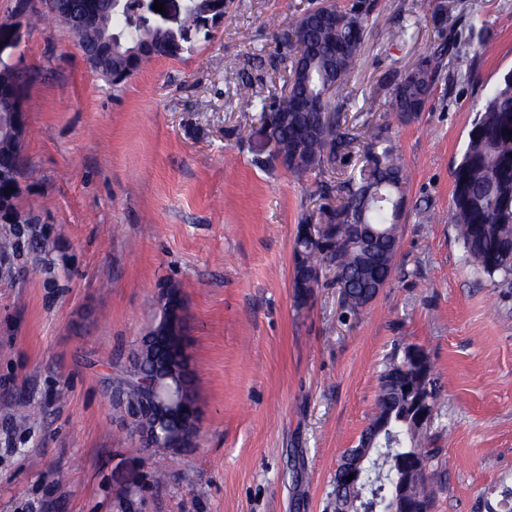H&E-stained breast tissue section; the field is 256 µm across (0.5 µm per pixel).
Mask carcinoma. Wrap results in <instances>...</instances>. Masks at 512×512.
<instances>
[{"mask_svg": "<svg viewBox=\"0 0 512 512\" xmlns=\"http://www.w3.org/2000/svg\"><path fill=\"white\" fill-rule=\"evenodd\" d=\"M71 18L34 12L65 25L85 50L91 68L120 86L158 58H181L194 48L196 37L224 17V0H189L181 29L175 33L135 16L136 0H75L65 5ZM378 0H309L291 28L279 35L285 53L279 61L289 66L288 86L272 103L259 97L250 83L239 87L247 106L259 112L269 141L265 166L276 164L306 177L346 162L358 134L343 125L341 106L327 98L323 108L314 103L329 89H338L357 63L362 37ZM486 30L473 24L466 28L450 25L447 38L422 56L404 75L386 81L390 112L398 121L410 122L424 111L432 92L448 67L446 59L459 57L462 48L483 39ZM28 74L18 65L0 61V130L14 120L15 105H23ZM389 124H378L362 145L358 170L343 182L320 181L315 195L326 200L320 208L318 241L309 243L297 234L301 256L294 258L292 284L296 298L305 302V272L315 268L336 270V284L354 314L372 298L363 291L372 281L386 285L393 273L399 246L398 215L394 202L403 198L406 177L391 139ZM13 177L0 179V208L15 212L19 180L27 171L21 148L0 140V172ZM449 220L456 225L462 248L474 268L499 285L512 286V71L485 96L476 110L461 160L453 170ZM19 234L13 227L0 232V255L18 250ZM150 357L124 371L125 413L141 404L143 391L137 375L162 377L180 356L179 337L171 333L145 335ZM374 412L361 438L380 427L375 435L374 456L365 466L385 470V480L366 487L347 485L344 468L347 452L336 469L332 495L336 512H368L392 491V477L399 463L417 456L433 458L423 446V433L411 427L410 405L403 387L414 381L413 369L403 356L394 354L382 372ZM414 500L434 508V491L426 469L415 472L409 485Z\"/></svg>", "mask_w": 512, "mask_h": 512, "instance_id": "carcinoma-1", "label": "carcinoma"}]
</instances>
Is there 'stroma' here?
<instances>
[{
	"label": "stroma",
	"mask_w": 512,
	"mask_h": 512,
	"mask_svg": "<svg viewBox=\"0 0 512 512\" xmlns=\"http://www.w3.org/2000/svg\"><path fill=\"white\" fill-rule=\"evenodd\" d=\"M437 0H380L357 64L335 93L341 121H389L408 175L388 284L359 314L332 271L305 306L291 279L316 180L261 167L257 112L237 84L280 94L276 36L304 0H226L224 18L180 59L112 87L69 29L24 20L25 87L15 208L42 231L0 276V512H333L331 479L357 446L389 356L421 346L441 385L427 431L433 512H512V288L467 260L448 221L452 171L476 108L512 70V0H453L487 39L451 68L424 112L387 120L384 78L439 41ZM402 37H395V30ZM178 283L203 408L170 478L123 429L110 381L149 330L159 288Z\"/></svg>",
	"instance_id": "obj_1"
}]
</instances>
